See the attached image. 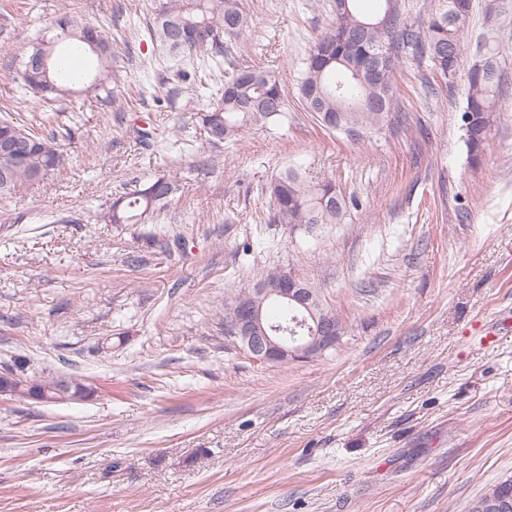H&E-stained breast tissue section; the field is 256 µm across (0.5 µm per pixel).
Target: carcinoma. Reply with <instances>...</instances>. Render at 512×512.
<instances>
[{"label": "carcinoma", "mask_w": 512, "mask_h": 512, "mask_svg": "<svg viewBox=\"0 0 512 512\" xmlns=\"http://www.w3.org/2000/svg\"><path fill=\"white\" fill-rule=\"evenodd\" d=\"M472 12V0H444L443 8L413 24L402 19L401 0H379L378 10L366 15L357 0H336L332 19L303 61L298 95L308 111L327 129L357 142L384 130L412 129L408 113L400 111L394 78L405 54L426 58L452 83L465 73L468 94L461 113V129L471 162L479 161L497 112L502 71L496 63L498 45L490 40L479 58L466 62L464 30ZM250 21L241 0H163L146 22L150 38L174 61L197 53L192 66L180 72L194 95L206 101L200 109L206 141L220 147L251 126L263 127L287 118L288 92L269 70L225 61L227 44L240 41ZM51 28L55 36L31 46L12 78L15 89L43 100L70 99L76 87L102 93L101 101L114 103L129 95L115 81L113 63L120 46L108 31L80 23L61 13ZM88 52L97 62L91 84L82 73L57 67V45ZM48 53V65H31L33 57ZM10 130L26 144L23 160L13 161L0 152V198H11L31 186L59 175L70 154L62 141L73 129L41 133L30 124L0 118V133ZM179 190L177 180L162 175L142 189L112 202L107 214L111 224H143L161 212ZM273 200L272 221L292 227L302 224H342L350 213V201L336 184L313 181L288 170L268 186ZM282 266L254 274L248 287L231 290L224 297V316H229L247 288H255L281 276ZM512 505V478L487 486L469 512H502L497 503Z\"/></svg>", "instance_id": "carcinoma-1"}]
</instances>
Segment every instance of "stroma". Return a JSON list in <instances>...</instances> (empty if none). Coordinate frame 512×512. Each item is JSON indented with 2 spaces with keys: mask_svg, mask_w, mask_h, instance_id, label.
I'll list each match as a JSON object with an SVG mask.
<instances>
[{
  "mask_svg": "<svg viewBox=\"0 0 512 512\" xmlns=\"http://www.w3.org/2000/svg\"><path fill=\"white\" fill-rule=\"evenodd\" d=\"M242 2L237 59L276 72L288 119L213 148L144 36L160 0H0V118L31 120L8 75L63 9L110 29L129 89L147 71L155 86L117 107L83 93L77 115L52 104L81 134L68 169L0 199V369L23 356L97 390L0 396V512H468L512 477V0L494 17L473 0L465 29L467 58L495 40L505 78L475 165L464 78L405 56L396 97L415 132L349 141L296 91L330 0ZM291 167L359 208L273 223L267 187ZM172 172L164 211L107 222L125 189ZM269 264L317 282L349 326L336 351L263 365L225 336V294ZM52 387L53 389H44L41 395L30 399L37 403H77L87 400L96 392L89 384L76 385L66 375H56Z\"/></svg>",
  "mask_w": 512,
  "mask_h": 512,
  "instance_id": "obj_1",
  "label": "stroma"
}]
</instances>
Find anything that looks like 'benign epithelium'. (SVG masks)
Here are the masks:
<instances>
[{
    "mask_svg": "<svg viewBox=\"0 0 512 512\" xmlns=\"http://www.w3.org/2000/svg\"><path fill=\"white\" fill-rule=\"evenodd\" d=\"M272 300L299 311L290 321L293 326H288L286 320L264 322V304ZM224 330L251 360L265 365L304 362L336 348L339 341L335 320L317 312L313 295L294 272L273 288L249 289L238 310L225 322ZM94 394L91 385H77L68 376L57 375L53 388L43 390L32 401L77 403Z\"/></svg>",
    "mask_w": 512,
    "mask_h": 512,
    "instance_id": "benign-epithelium-1",
    "label": "benign epithelium"
}]
</instances>
